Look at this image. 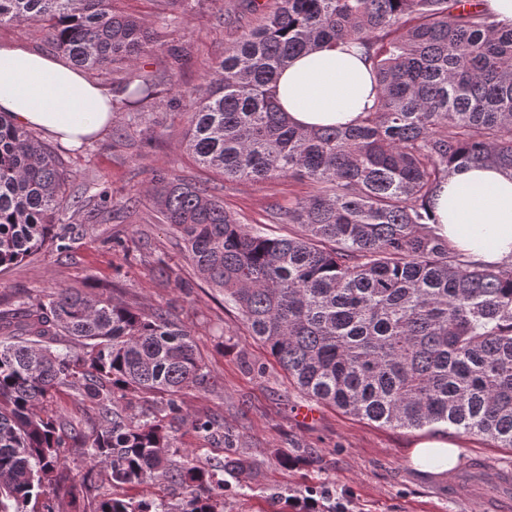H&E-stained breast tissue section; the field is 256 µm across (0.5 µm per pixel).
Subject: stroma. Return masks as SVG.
<instances>
[{
	"mask_svg": "<svg viewBox=\"0 0 512 512\" xmlns=\"http://www.w3.org/2000/svg\"><path fill=\"white\" fill-rule=\"evenodd\" d=\"M274 0L241 2V17L233 26L216 25L213 16L228 0H206L185 14L178 27L168 29V40L183 47L187 61L178 77L185 87L224 54L225 48L255 27ZM186 116L181 106L161 104L146 113V125H131L127 110H119L98 138L82 148L61 147L70 180L81 187L91 180L112 195V219L91 223L86 210L70 209L64 220L72 234L67 250L53 247L33 257L0 268V304L46 297L59 288L99 293L113 288L116 300L135 308L161 307L191 332L203 363L211 372L209 384L187 390L179 404L193 417L223 420L235 439L234 449L196 436L179 425L178 445L192 449L201 464L218 469L229 453L257 460L249 488L230 484L224 493V512H272L270 494L286 497L284 512H297L290 499L309 491H329L344 498L349 512H487L490 499L505 503L500 512H512V449L491 448L477 436L459 439L460 462L455 472L469 480L463 497L448 493V476L420 471L411 453L428 430L390 428L359 419L342 410L313 403L262 346L247 334L238 311L226 303L189 264L183 244L160 223L148 204L123 213L127 197L147 187L155 171L163 170L190 182L221 185L226 211L255 232L284 236L287 224L269 218L272 205L295 203L312 190L303 180L284 178L272 183L224 181L177 146ZM152 145H145V131ZM165 257L178 266L191 289L160 282L154 260ZM312 406L315 420L302 422L300 407ZM294 458L283 466L282 455Z\"/></svg>",
	"mask_w": 512,
	"mask_h": 512,
	"instance_id": "obj_1",
	"label": "stroma"
}]
</instances>
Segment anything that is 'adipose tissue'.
I'll list each match as a JSON object with an SVG mask.
<instances>
[{
  "label": "adipose tissue",
  "mask_w": 512,
  "mask_h": 512,
  "mask_svg": "<svg viewBox=\"0 0 512 512\" xmlns=\"http://www.w3.org/2000/svg\"><path fill=\"white\" fill-rule=\"evenodd\" d=\"M377 94L372 71L352 43L321 45L289 60L276 98L294 125H350ZM111 90L92 84L67 59L0 43V111L64 146L95 139L112 123ZM436 234L476 263L512 256V175L494 166L451 176L434 192Z\"/></svg>",
  "instance_id": "obj_1"
}]
</instances>
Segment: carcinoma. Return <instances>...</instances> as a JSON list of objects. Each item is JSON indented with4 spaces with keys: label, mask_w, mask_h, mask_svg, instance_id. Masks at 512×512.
Returning a JSON list of instances; mask_svg holds the SVG:
<instances>
[{
    "label": "carcinoma",
    "mask_w": 512,
    "mask_h": 512,
    "mask_svg": "<svg viewBox=\"0 0 512 512\" xmlns=\"http://www.w3.org/2000/svg\"><path fill=\"white\" fill-rule=\"evenodd\" d=\"M166 26L191 3L156 0ZM458 0H279L184 89L183 49L115 0H0V27L35 22L48 45L95 77L108 76L112 108L145 119L160 87L188 102L178 145L204 169L255 183L297 178L313 186L272 221L287 236L254 233L224 210L216 187L157 172L142 195L184 244L196 272L234 304L249 335L309 397L399 429H452L512 448V260L480 264L436 236L429 199L456 171H512V26ZM352 41L378 94L355 126L301 129L276 100L279 72L322 43ZM166 53L169 73L137 68ZM87 181L76 195L61 155L0 115V267L48 245L67 249L65 212L112 219V195ZM157 276L186 288L159 257ZM70 342L78 351L53 345ZM191 331L158 307L135 311L111 297L58 288L47 299L0 308V512H60L93 487L182 490L176 504L101 497L93 512H224V475L247 479L252 460L228 456L224 473L196 463L158 413H131L159 395L171 418L185 390L208 382ZM72 387L105 426L80 434L44 402ZM233 447L224 423L190 421ZM79 442L92 467L78 476L62 449Z\"/></svg>",
    "instance_id": "cac0c4a2"
}]
</instances>
